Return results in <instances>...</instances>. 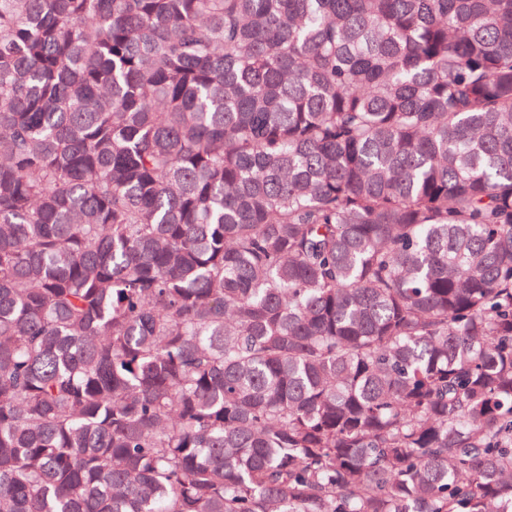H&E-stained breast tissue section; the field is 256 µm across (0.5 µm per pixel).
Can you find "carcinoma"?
Wrapping results in <instances>:
<instances>
[{
    "label": "carcinoma",
    "mask_w": 512,
    "mask_h": 512,
    "mask_svg": "<svg viewBox=\"0 0 512 512\" xmlns=\"http://www.w3.org/2000/svg\"><path fill=\"white\" fill-rule=\"evenodd\" d=\"M0 512H512V0H0Z\"/></svg>",
    "instance_id": "1"
}]
</instances>
